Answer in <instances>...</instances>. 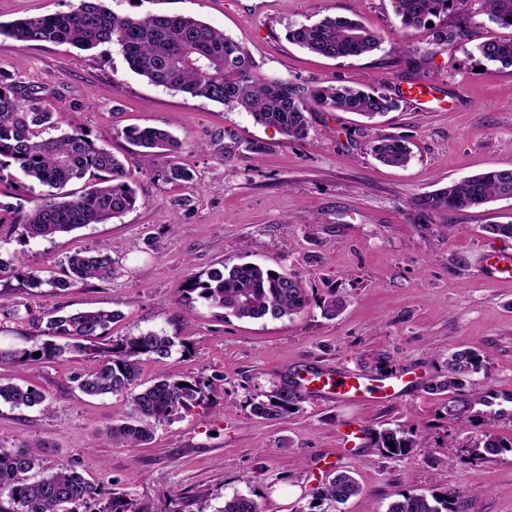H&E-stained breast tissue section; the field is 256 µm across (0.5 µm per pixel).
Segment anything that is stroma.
<instances>
[{
	"instance_id": "1",
	"label": "stroma",
	"mask_w": 512,
	"mask_h": 512,
	"mask_svg": "<svg viewBox=\"0 0 512 512\" xmlns=\"http://www.w3.org/2000/svg\"><path fill=\"white\" fill-rule=\"evenodd\" d=\"M121 15H189L224 31L250 52L261 75L310 87L344 85L395 99L374 118L320 110L308 135L293 140L244 112L151 85L116 46L84 51L69 44L18 47L0 36V72L23 95L124 160L136 178L133 210L54 238L17 241L0 257L58 270L74 251H111L110 281L80 283L61 294L0 279V348L31 347L37 322L57 309L117 315L112 340L147 331L173 337L172 355L143 363V380L163 373L205 384L191 412L159 427L142 448L103 443L100 430L130 419L125 394L91 398L73 377L94 359L1 367L0 377L38 389L51 404H0V447L32 445L45 472L69 465L89 482L130 494L139 512H221L234 494L261 512H386L409 490L456 497L461 512H512V450L487 459L471 453L489 437L512 441V414H448L454 395L432 392L450 352L472 349L485 368L471 389L512 397V278L493 274L492 251L512 240L487 232L512 222V200L437 211L417 218L412 205L463 177L512 169V66L483 59L477 44L512 38L490 22L480 0L432 25L403 28L392 0H106ZM361 20L381 39L360 57L325 58L292 44V25L324 17ZM455 36L447 44L438 32ZM433 88L437 103L416 107L406 94ZM169 130L184 147L143 161L127 128ZM405 140L403 167L379 163L369 143ZM193 180L174 185L170 163ZM257 263L298 275L311 296L300 315L239 320L178 288L225 265ZM341 299L335 317L322 302ZM28 309L18 319L14 309ZM424 381L391 400L353 403L301 393L274 419L252 402L287 386L302 370L337 365L372 375L379 358ZM401 428L417 445L391 459L371 448L368 430ZM51 447H42V440ZM456 457H449V448ZM351 471L361 493L337 506L314 495L334 467Z\"/></svg>"
}]
</instances>
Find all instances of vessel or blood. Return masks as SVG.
I'll return each instance as SVG.
<instances>
[{"instance_id": "1", "label": "vessel or blood", "mask_w": 512, "mask_h": 512, "mask_svg": "<svg viewBox=\"0 0 512 512\" xmlns=\"http://www.w3.org/2000/svg\"><path fill=\"white\" fill-rule=\"evenodd\" d=\"M417 379V373L409 369L367 377L349 374L337 366L296 376L299 387L353 402L402 395Z\"/></svg>"}]
</instances>
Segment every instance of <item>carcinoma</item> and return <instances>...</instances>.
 I'll return each instance as SVG.
<instances>
[{
	"label": "carcinoma",
	"instance_id": "cac0c4a2",
	"mask_svg": "<svg viewBox=\"0 0 512 512\" xmlns=\"http://www.w3.org/2000/svg\"><path fill=\"white\" fill-rule=\"evenodd\" d=\"M395 14L406 28H419L431 18L451 9L464 10L470 0H393ZM489 19L512 28V0H482ZM21 47L38 43H68L92 49L113 43L120 47L130 69L151 84L171 91L204 98L251 115L261 126L277 129L290 139L308 133V115L316 109L358 112L368 116L384 114L396 107L392 98L345 86L309 88L283 79L265 78L255 72L248 52L224 31L190 16L119 15L103 0H76L63 13L0 22V35ZM290 42L327 58L359 57L380 48L379 36L361 23L326 17L321 21L287 31ZM484 59L512 66V39H488L477 46ZM20 87L0 78V183L14 180L8 168H17L30 181L47 188L39 201L26 209L22 204L4 206L0 211V245L12 240L52 239L90 224H107L132 210L136 203L134 177L112 153L99 148L81 129L65 131L61 116L47 112L33 101L21 103ZM61 134L45 138L47 130ZM127 138L146 149H161L171 155L183 149L181 140L157 127L132 128ZM370 149L382 163L405 166L411 151L397 138L377 139ZM91 182V189L78 197L63 193L75 180ZM512 199V169H495L459 180L438 193L416 200L420 215L440 209L462 210L482 206L493 199ZM115 260L108 252L76 251L60 273L50 277L41 271L26 272L27 286L43 285L65 291L78 283L112 279ZM181 294H196L224 315L239 320L278 321L302 313L310 296L302 280L272 268L243 263L230 269L214 268L206 279H196ZM116 314L104 310L79 311L48 317L40 330L45 339L32 349L0 350V364L26 366L36 360L58 361L77 353L96 358V366L76 377L78 388L87 396L99 397L123 392L132 403L131 419L113 424L103 432L110 443L130 448L150 443L158 427L191 411L204 396V383L158 375L141 381L142 363L171 355L174 341L155 332L108 337ZM64 343H59V340ZM41 352L38 357L33 353ZM485 366L475 350H458L448 355L441 379L432 390L456 394L450 413L461 415L476 404L475 395L462 390ZM298 400L297 385L282 388L267 401L252 403L253 415L272 419ZM0 403L14 408L46 405V396L0 378ZM417 440L403 432L384 428L374 435V446L386 456L400 457L416 447ZM512 448L501 439L487 438L473 446L472 454L484 458ZM38 459L25 446L0 448V495L8 496L9 512H136L127 495L107 492L87 481L74 468L31 480ZM361 485L347 470H338L317 490L316 498L344 504L359 495ZM221 512H260L253 498L235 494L224 500ZM386 512H457L446 497L424 492H407L389 504Z\"/></svg>",
	"mask_w": 512,
	"mask_h": 512
}]
</instances>
